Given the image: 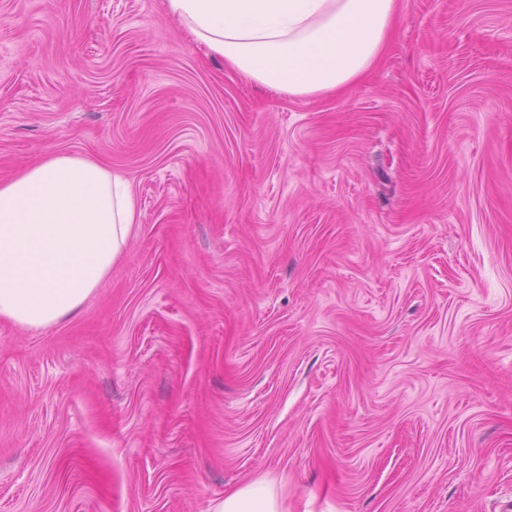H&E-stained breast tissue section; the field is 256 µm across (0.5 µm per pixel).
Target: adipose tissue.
Segmentation results:
<instances>
[{
    "label": "adipose tissue",
    "mask_w": 512,
    "mask_h": 512,
    "mask_svg": "<svg viewBox=\"0 0 512 512\" xmlns=\"http://www.w3.org/2000/svg\"><path fill=\"white\" fill-rule=\"evenodd\" d=\"M399 0H166L209 53L289 96L342 91L380 59ZM130 182L82 157H49L0 181V318L56 324L99 287L127 245ZM212 512H283L272 482L226 492Z\"/></svg>",
    "instance_id": "ef3b65f1"
}]
</instances>
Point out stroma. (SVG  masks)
Masks as SVG:
<instances>
[{
	"label": "stroma",
	"instance_id": "1",
	"mask_svg": "<svg viewBox=\"0 0 512 512\" xmlns=\"http://www.w3.org/2000/svg\"><path fill=\"white\" fill-rule=\"evenodd\" d=\"M57 154L137 222L46 328L0 319V512H512V0H401L288 97L165 0H0V179ZM212 512H283L274 484L256 480L224 494Z\"/></svg>",
	"mask_w": 512,
	"mask_h": 512
}]
</instances>
